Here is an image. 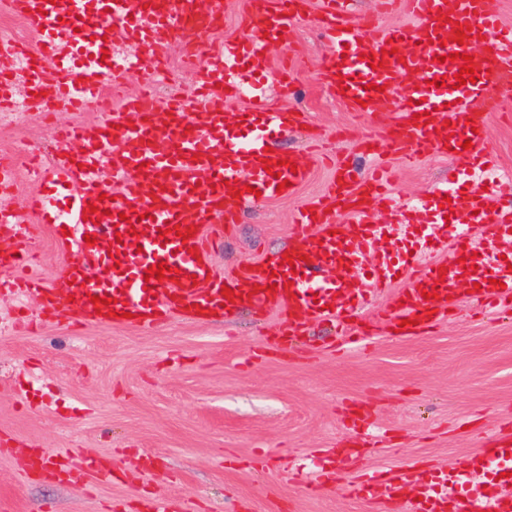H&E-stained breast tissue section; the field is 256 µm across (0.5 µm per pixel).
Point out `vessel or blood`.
<instances>
[{
	"label": "vessel or blood",
	"instance_id": "vessel-or-blood-1",
	"mask_svg": "<svg viewBox=\"0 0 512 512\" xmlns=\"http://www.w3.org/2000/svg\"><path fill=\"white\" fill-rule=\"evenodd\" d=\"M0 7L27 34L22 41L0 37V112L15 101L10 76L20 69L31 106L101 114L94 123L65 129L78 151L34 169L42 187L27 199L25 216L0 207V237L11 242L9 260L0 266L13 275L8 289L38 296L42 320L112 326L117 314L128 312L131 325L149 328L176 315L227 320L248 308L279 314L278 351L295 352L309 324L325 320L336 329L328 351L358 349L362 341L351 319L373 309L392 284L393 259L379 244L393 227L375 223L373 215L383 209L408 218L427 206L395 195L393 176L380 162L389 151L409 161L423 151L471 161L478 190H455L450 197L459 223L480 224L486 245L477 252L465 233L449 234L444 210H435L429 218L433 244L451 235L456 242L443 260H430L424 250L405 255L399 304L382 315L389 330L406 338L427 334L464 293L491 311L512 306V268L488 264L489 248L512 232V210L487 207L492 193L512 183L485 146L490 89L512 72V27L501 24L491 0H376L374 12L360 15L353 14L352 0H320V34L328 48L321 83L349 111L371 113L395 100L401 117L385 141L373 142L376 164L369 173L361 177L337 164L324 194L298 211L293 262L277 252L227 273L215 268L213 246L234 230L243 206L277 198L280 180L297 187L308 175L305 164H282V152L273 148L307 115L274 108L268 95L270 83L284 90L291 84L287 65L272 68L269 52L288 47L295 0H248L246 34L237 39L222 36L224 0H0ZM397 11L406 12L411 25L379 26L380 16ZM460 24L469 37L458 44ZM118 35L130 52H113ZM189 35L198 60V109L188 111L179 99L159 105L145 93L125 97L118 109L104 106V85L116 88L130 76L158 73L165 45ZM458 51L473 56L475 82L457 85ZM373 55L381 65L371 66ZM234 95L246 97L247 106L229 125L224 104ZM425 112L429 121H420ZM92 203L98 214L89 213ZM34 224L67 230L78 247L47 286L25 273ZM161 262L175 270L174 278L147 277ZM365 264L371 277L356 279ZM323 268L343 272V281H327L319 274ZM82 458L79 472L64 458L51 468L45 449L34 448L26 472L76 481L88 473L108 476L95 451ZM415 476L414 467L400 465L372 480L351 477L345 490L354 498L377 496L403 512H512V439L468 454L457 475L438 470L420 482ZM414 482L417 497H402Z\"/></svg>",
	"mask_w": 512,
	"mask_h": 512
}]
</instances>
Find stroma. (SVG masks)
Listing matches in <instances>:
<instances>
[{"label":"stroma","mask_w":512,"mask_h":512,"mask_svg":"<svg viewBox=\"0 0 512 512\" xmlns=\"http://www.w3.org/2000/svg\"><path fill=\"white\" fill-rule=\"evenodd\" d=\"M318 13L319 0H309L296 21L297 84L282 99L311 123L278 141L309 177L292 196L243 208L234 233L215 247L218 270L290 243L293 212L333 176L313 156L311 140L364 173L373 159L362 142L398 118L394 102L355 116L322 86L327 47ZM495 94L504 109L488 113L486 143L512 170V88ZM97 118L91 110H58L27 125L0 124V155L24 165L27 143L54 147L56 126ZM385 160L396 166L404 196H435L451 179L464 190L476 186L456 163L429 152L411 168L390 153ZM33 248V272L51 281L65 259L51 225H34ZM37 308L36 299L0 293V434L12 446L0 454V500L12 512H141L152 495L183 512H382L376 499L337 488L310 493L317 452L366 440L371 429L382 434L377 453L337 472L342 482L401 462L451 472L464 455L512 436V309L488 315L465 295L429 334L391 337L365 312L355 328L369 332L368 347L283 356L268 349L274 312L246 309L228 324L176 318L150 330L63 319L15 328L16 315L32 319ZM34 446L53 461L73 448L93 449L115 464L118 478L79 484L29 476L23 457Z\"/></svg>","instance_id":"35a3bbf8"}]
</instances>
